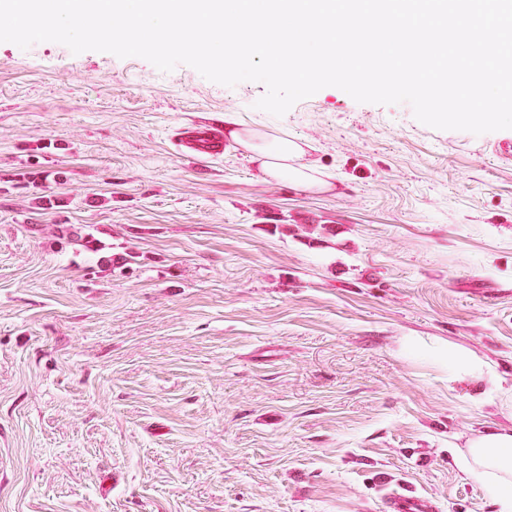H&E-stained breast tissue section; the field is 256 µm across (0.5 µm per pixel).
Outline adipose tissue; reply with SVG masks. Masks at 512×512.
<instances>
[{
  "instance_id": "obj_1",
  "label": "adipose tissue",
  "mask_w": 512,
  "mask_h": 512,
  "mask_svg": "<svg viewBox=\"0 0 512 512\" xmlns=\"http://www.w3.org/2000/svg\"><path fill=\"white\" fill-rule=\"evenodd\" d=\"M264 172L275 179L289 177L304 184L312 179L298 160L302 147L285 139L253 147ZM465 471L497 501L500 512H512V428H500L472 438L461 454Z\"/></svg>"
}]
</instances>
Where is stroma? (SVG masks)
<instances>
[{
	"instance_id": "obj_1",
	"label": "stroma",
	"mask_w": 512,
	"mask_h": 512,
	"mask_svg": "<svg viewBox=\"0 0 512 512\" xmlns=\"http://www.w3.org/2000/svg\"><path fill=\"white\" fill-rule=\"evenodd\" d=\"M264 92L0 42V512H498L457 453L512 427V129ZM181 154L193 158H219L224 156V127L218 122L195 125L178 133L176 143ZM261 159L264 172L275 179L289 177L306 185L312 184L310 175L304 172L296 161L303 153L302 147L287 139H279L273 145L256 144L252 146ZM385 503L387 512H431L433 510L429 500L415 494H393Z\"/></svg>"
}]
</instances>
